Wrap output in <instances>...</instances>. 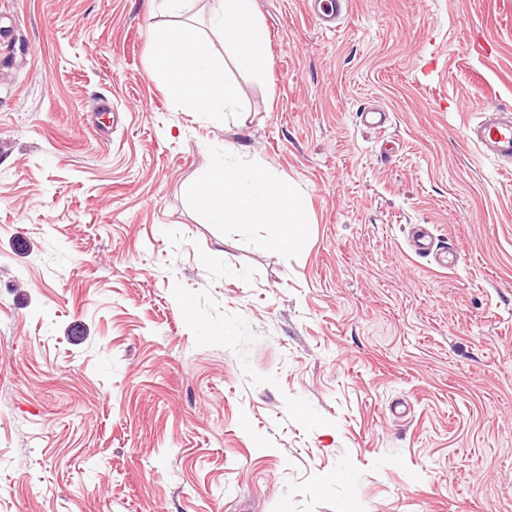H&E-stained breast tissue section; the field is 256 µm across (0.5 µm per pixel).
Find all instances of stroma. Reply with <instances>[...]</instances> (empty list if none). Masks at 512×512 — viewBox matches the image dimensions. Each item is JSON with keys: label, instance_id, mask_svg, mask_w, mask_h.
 <instances>
[{"label": "stroma", "instance_id": "stroma-1", "mask_svg": "<svg viewBox=\"0 0 512 512\" xmlns=\"http://www.w3.org/2000/svg\"><path fill=\"white\" fill-rule=\"evenodd\" d=\"M253 2L268 65L205 117L149 55L209 0H0V512H512V167L465 136L512 0ZM223 152L301 248L199 217ZM349 2V0H315L317 10L313 9V15L324 27H331L329 24L334 23L337 25L348 12ZM185 192L209 224H270L277 230L266 245L304 243L310 214L298 187L256 161L241 163L224 152L209 175L188 183ZM420 232V233H419ZM414 233L409 240V247L418 255L429 256L433 255L436 260L442 261L448 268H454L459 262V258L453 251L448 248L434 247L432 238L424 232L419 231Z\"/></svg>", "mask_w": 512, "mask_h": 512}]
</instances>
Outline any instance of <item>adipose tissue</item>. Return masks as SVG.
<instances>
[{
	"mask_svg": "<svg viewBox=\"0 0 512 512\" xmlns=\"http://www.w3.org/2000/svg\"><path fill=\"white\" fill-rule=\"evenodd\" d=\"M210 25L212 35L234 50L239 67L264 65L267 31L253 14L252 0H218ZM210 37L181 23L158 33L150 56L151 72L165 80L177 108L202 116L232 112L239 104L236 85L225 80L223 66L215 62ZM185 192L207 223L272 225L271 246L290 248L304 241L310 214L298 187L258 162L222 155L209 175L188 183Z\"/></svg>",
	"mask_w": 512,
	"mask_h": 512,
	"instance_id": "1",
	"label": "adipose tissue"
}]
</instances>
